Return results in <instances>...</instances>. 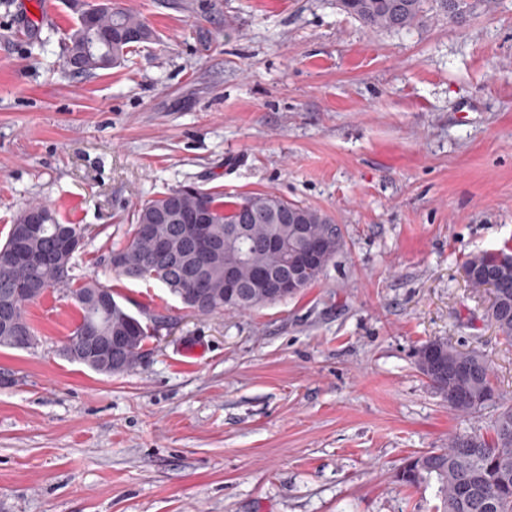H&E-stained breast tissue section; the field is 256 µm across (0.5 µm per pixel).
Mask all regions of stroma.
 Returning <instances> with one entry per match:
<instances>
[{"mask_svg": "<svg viewBox=\"0 0 512 512\" xmlns=\"http://www.w3.org/2000/svg\"><path fill=\"white\" fill-rule=\"evenodd\" d=\"M33 36L0 0V241L40 202L83 229L76 272L168 326L112 376L59 350L65 291L29 305L34 348H0V512H434L395 474L496 414L449 410L415 366L481 353L512 402V342L469 255L512 247V0L369 31L336 0H120L157 39L76 77L68 0ZM325 211L341 247L300 293L188 312L111 271L145 199L184 183Z\"/></svg>", "mask_w": 512, "mask_h": 512, "instance_id": "obj_1", "label": "stroma"}]
</instances>
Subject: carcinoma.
I'll return each instance as SVG.
<instances>
[{"instance_id": "cac0c4a2", "label": "carcinoma", "mask_w": 512, "mask_h": 512, "mask_svg": "<svg viewBox=\"0 0 512 512\" xmlns=\"http://www.w3.org/2000/svg\"><path fill=\"white\" fill-rule=\"evenodd\" d=\"M441 15L453 19L466 13L468 0H434ZM340 9L370 31H403L416 26L423 17L424 0H337ZM77 20L65 34L66 60L80 64L72 70L77 76L91 75L107 68L102 59L116 67L129 61L135 48L153 40L154 32L140 14L117 3L102 7L97 2H75ZM45 213L41 237L28 241L33 257L17 262L12 256L14 243L21 237L28 212ZM199 212L208 216L210 239L222 243L225 226L246 224V236L232 242L219 255L206 256L199 249L190 218ZM307 234L297 235V225ZM83 236L78 224H64L55 211L41 204H30L16 216L5 242L0 244V310L14 308L17 321L37 339L28 318V306L53 290L69 292L79 312L64 346H86L81 332L94 328L101 336H124L127 345L120 356L98 359L91 369L112 373L120 363L130 371L145 355L151 335L140 328L141 320L124 305L112 312L93 300L92 289L100 284L88 279L73 288V256L58 249L61 233ZM275 238L284 244L271 251L266 241ZM339 229L327 213L291 203L272 193H255L236 201H224V193L204 189L195 183L181 184L143 201L133 212L127 241L109 251L108 257L122 258L135 280H155L175 284L186 292H202L205 306L200 314L224 310V267L235 265L239 299L235 311H249L266 303L259 294L275 287L291 274L293 258L319 244L320 260L300 269L307 283L317 281L336 255ZM504 250L470 255L466 262L474 268L468 285L475 291L487 289L489 281L498 285L487 317L503 339L512 342V264H499ZM40 288L17 295L23 285ZM416 366L440 393L454 412L473 415L489 406L498 407L490 432L455 434L448 447L435 448L409 458L413 466L396 474L398 482L418 487L436 484L439 505L435 512H512V404L495 392L486 358L476 351L461 350L443 340H433L416 351Z\"/></svg>"}]
</instances>
